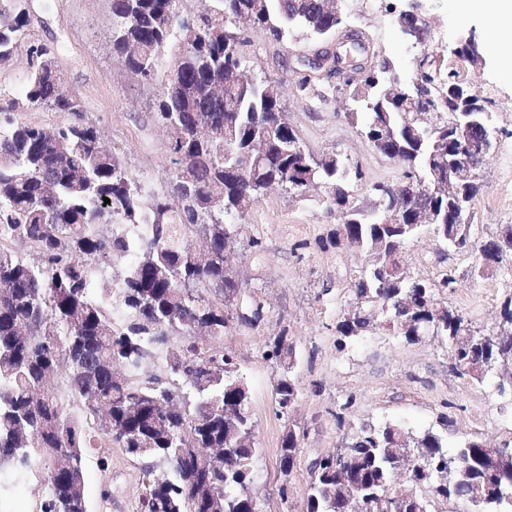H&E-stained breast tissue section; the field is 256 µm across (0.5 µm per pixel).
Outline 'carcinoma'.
<instances>
[{
  "label": "carcinoma",
  "instance_id": "carcinoma-1",
  "mask_svg": "<svg viewBox=\"0 0 512 512\" xmlns=\"http://www.w3.org/2000/svg\"><path fill=\"white\" fill-rule=\"evenodd\" d=\"M188 0H112V51L140 81H153L167 49L179 44L171 79L156 103V122L169 135L176 167L168 197L143 194L140 184L115 159L103 132L87 118L76 97L62 98L59 48L26 41L31 16L16 4L0 6V66L24 50L30 70L18 97L0 107V467H22L35 454L48 462V494L42 512H87L84 449L91 444L84 425L75 421L50 390L60 370L70 397L81 402L96 424L101 443H116L143 462L139 512H248L253 493L255 447L244 384L235 356L214 345L224 336V294L239 284L226 262L238 244V219L271 186L300 192L334 186L330 203L342 215L336 242L367 251L370 264L354 280L357 299L381 306L383 328L393 336L416 341L433 334L451 344L455 369L479 384L491 381L495 368L512 369V336L492 337L470 329L458 312L439 307V282L413 277L401 258L405 242L421 231L429 208L452 211L454 198L472 203L475 181L448 191V196L411 192L432 177L427 164L434 141L421 143L403 117L407 105L379 64L376 82L368 76L352 93L362 110L363 133L371 147L405 167L409 185L386 194V205L401 210L406 224L374 223L349 200L347 181L363 172L336 170V155L319 158L318 170L306 177L302 148L282 110L280 93L246 70L244 42L236 44V79L224 95L210 89L209 74L224 69L225 19L243 21L276 40L298 26L318 35L336 32V20L322 0H212L191 15L200 35L183 42L178 21L187 16ZM421 78L432 99L417 104L422 114L436 115L440 149L465 145L462 132L448 124L453 106L448 88L460 85L455 74L438 80ZM50 108L65 115L52 128L23 120L20 107ZM267 129L266 150L247 175L224 172V146H249L256 129ZM109 203H104V198ZM114 224H147L149 232L132 239L112 231ZM198 230L205 247L196 249L177 229ZM471 222L451 218L433 227L446 249L474 247ZM25 246L33 258L15 251ZM484 266L501 263L512 252L491 239L481 247ZM125 258L121 288L115 294L129 315L124 326L112 322L102 301L92 299L88 275L95 267L112 270V259ZM361 307L336 324L338 346L369 326ZM199 331L206 343L192 337ZM177 333L185 340L169 345ZM168 346L167 373L182 380L176 387L157 374L131 379L146 364L144 341ZM278 413L291 410L296 387L281 376L274 388ZM406 448L422 450L421 466L407 471V483L433 498L464 500L473 512H512L503 495V480L478 441L448 447V432L413 433L399 425L363 424L346 446L310 466L306 512H383L378 499L402 479L399 466ZM297 439L282 440L280 464L294 466ZM345 459L349 478L360 490L344 505L330 491L338 485L336 465ZM456 469L448 470V460ZM164 467L157 474L155 469ZM450 472L449 480L442 474Z\"/></svg>",
  "mask_w": 512,
  "mask_h": 512
}]
</instances>
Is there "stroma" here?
<instances>
[{
    "instance_id": "1",
    "label": "stroma",
    "mask_w": 512,
    "mask_h": 512,
    "mask_svg": "<svg viewBox=\"0 0 512 512\" xmlns=\"http://www.w3.org/2000/svg\"><path fill=\"white\" fill-rule=\"evenodd\" d=\"M428 25L421 43L404 42L398 16L402 0H341L349 29L362 46L354 59L368 63L389 60L400 77L420 71L453 72L491 116L496 149L481 169L480 191L471 204L475 242L497 239L512 229V79L504 78L489 53L472 59L459 51L467 37L485 43L484 17H457L448 0H420ZM31 15L32 43H55L67 90L77 97L88 118L98 123L116 160L141 180L145 193L165 194L175 165L167 133L154 120V110L170 78L162 67L155 81L144 86L126 72L112 53L107 0H25ZM246 43L250 74L274 78L290 126L306 150L336 154L348 168H360L361 181L350 182L352 201L369 210L379 202L372 186L402 187V165L373 150L363 137L362 122L353 118V88L347 75L311 70L306 61L331 49L333 40L317 39L296 29L276 40L261 28L237 24ZM340 215L329 204L327 189L297 195L274 187L239 222L238 255L233 274L239 283L224 297L230 320L220 340L238 360L248 389L253 422L256 482L253 490L264 512H303L310 483V463L335 453L364 423L390 422L415 432L440 427L449 420V443L474 439L490 446L512 441V398L490 386L459 376L453 369L448 340L425 336L415 342L390 335L380 326L381 310L358 303L355 276L366 266L365 250L348 243L318 247L331 236ZM259 240L255 254L250 240ZM402 260L412 276L455 280L441 293L440 304L462 313L481 332L512 333L499 315L512 297V259L494 264L483 276H473L475 253L444 254L431 231L402 248ZM262 305L258 326L241 323L239 314ZM361 307L370 325L346 349L336 345V323L344 312ZM286 337L295 350L291 376L296 402L287 415L276 412L273 386L281 365L264 358L267 346ZM295 432L299 449L289 474L280 471V448L287 432ZM97 448L85 454V496L88 512H138L142 492L141 465L112 448L106 464L96 461ZM0 488V512H40L41 500L26 471H11ZM111 487L110 499L101 491Z\"/></svg>"
}]
</instances>
